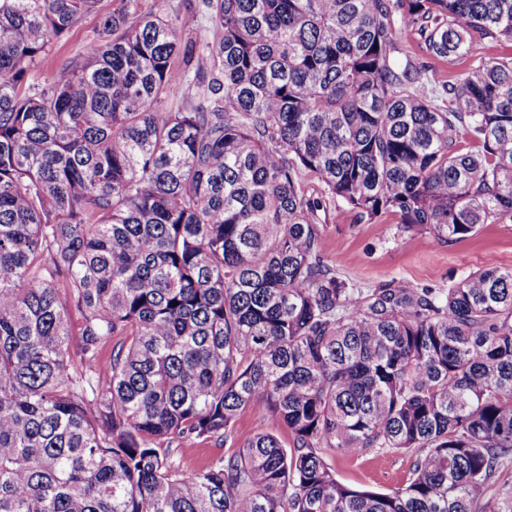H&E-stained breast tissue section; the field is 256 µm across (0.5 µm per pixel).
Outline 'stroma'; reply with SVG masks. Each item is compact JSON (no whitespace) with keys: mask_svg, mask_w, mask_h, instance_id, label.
<instances>
[{"mask_svg":"<svg viewBox=\"0 0 512 512\" xmlns=\"http://www.w3.org/2000/svg\"><path fill=\"white\" fill-rule=\"evenodd\" d=\"M98 23V14H91L76 25L66 42L40 62L34 81H43L68 59L82 54ZM324 254L337 276L358 288L392 279L445 288L491 262L512 267V224H487L473 238L444 243L404 228L392 216L375 224L356 223L352 212L339 207L327 217ZM326 460L340 480L378 492L402 482L411 462L409 456L389 452L350 459L330 451Z\"/></svg>","mask_w":512,"mask_h":512,"instance_id":"35a3bbf8","label":"stroma"}]
</instances>
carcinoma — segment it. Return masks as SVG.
Segmentation results:
<instances>
[{
	"mask_svg": "<svg viewBox=\"0 0 512 512\" xmlns=\"http://www.w3.org/2000/svg\"><path fill=\"white\" fill-rule=\"evenodd\" d=\"M99 3L0 0V512H512V268L362 290L323 248L333 206L512 223V0H196L199 51L120 0L30 81ZM409 38L472 62L429 87ZM246 410L291 442L176 464ZM118 0H101L100 13L112 11ZM99 15L91 14L86 16L76 25L69 34L66 42L56 51L45 57L34 70L33 81L42 82L57 67L61 66L68 59L82 54L85 46L95 37V30L99 23ZM325 458L334 466L340 480L378 492H387L402 482L411 462L408 455L389 452L350 459L327 451Z\"/></svg>",
	"mask_w": 512,
	"mask_h": 512,
	"instance_id": "carcinoma-1",
	"label": "carcinoma"
}]
</instances>
